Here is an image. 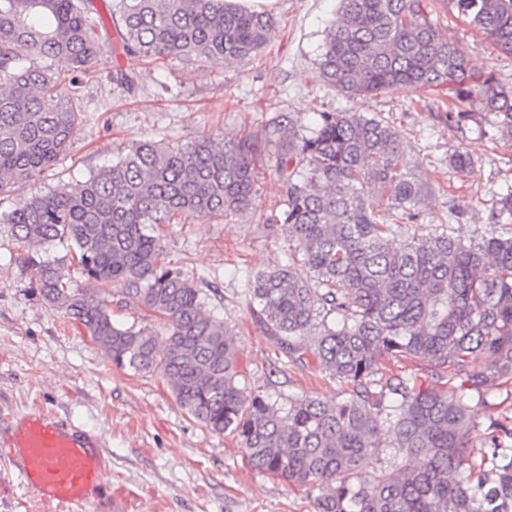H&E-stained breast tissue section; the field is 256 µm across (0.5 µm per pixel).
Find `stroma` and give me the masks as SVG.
<instances>
[{"label": "stroma", "instance_id": "stroma-1", "mask_svg": "<svg viewBox=\"0 0 512 512\" xmlns=\"http://www.w3.org/2000/svg\"><path fill=\"white\" fill-rule=\"evenodd\" d=\"M426 4L441 32L464 51L474 75L492 72L512 83V57L440 0ZM338 7V0H273L276 25L257 60L151 62L107 51L96 76L83 83L85 118L70 152L0 199L3 212L53 186L76 184L134 141L184 142L203 133L258 141L252 209L166 224L161 236L169 260L187 266L208 308L233 333L248 385L282 408L296 396L339 400L348 388L313 358L287 363L250 310L249 276L288 261V241L274 221L283 208L275 167L282 142L273 130L279 113H294L306 126L317 113L344 110L393 123L410 165L430 184L418 218L405 227L408 234L424 237L447 224L462 240L479 238L496 224L500 197L512 192V141L491 140L472 123L449 126L447 87L403 86L350 97L319 81L321 47ZM117 63L136 74L134 92L113 83ZM457 150L470 155L469 169L449 166ZM36 410L99 438L111 464L110 479L99 491L104 503L120 494L129 512H315L303 490L251 469L233 436L191 418L161 373L116 368L83 327L42 298L33 274L18 261L9 225L0 224V426ZM0 512H48L5 463Z\"/></svg>", "mask_w": 512, "mask_h": 512}]
</instances>
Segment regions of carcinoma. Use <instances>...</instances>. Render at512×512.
I'll return each instance as SVG.
<instances>
[{"label": "carcinoma", "instance_id": "carcinoma-1", "mask_svg": "<svg viewBox=\"0 0 512 512\" xmlns=\"http://www.w3.org/2000/svg\"><path fill=\"white\" fill-rule=\"evenodd\" d=\"M318 61L321 82L356 96L400 85L448 86V125L481 117L512 141V86L474 78L423 0H340ZM512 56V0H441ZM91 0H0V196L35 180L69 150L82 123L81 84L102 45ZM125 54L146 60L258 55L275 18L233 0H116ZM66 61L70 71L53 68ZM277 159L288 263L248 279L251 312L288 362L312 355L349 396L288 399L284 410L240 382L238 349L185 266L167 261L159 229L250 209V139L201 134L131 143L73 186L0 213L43 298L65 310L120 369L159 371L179 405L228 433L248 464L314 498L316 512H512V426L477 431L466 398L512 380V231L467 243L449 225L404 233L427 183L408 167L389 121L321 112L312 127L282 112ZM86 286L79 287L77 278ZM119 293L165 321L158 336L112 321ZM416 359L429 384L381 373ZM457 385L448 387V380ZM395 454L383 458L384 449ZM375 463L372 479L357 481Z\"/></svg>", "mask_w": 512, "mask_h": 512}]
</instances>
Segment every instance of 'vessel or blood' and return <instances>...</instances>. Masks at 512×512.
<instances>
[{"mask_svg":"<svg viewBox=\"0 0 512 512\" xmlns=\"http://www.w3.org/2000/svg\"><path fill=\"white\" fill-rule=\"evenodd\" d=\"M97 438L31 413L0 438V459L13 465L24 489L56 512H97V488L108 479Z\"/></svg>","mask_w":512,"mask_h":512,"instance_id":"obj_1","label":"vessel or blood"}]
</instances>
